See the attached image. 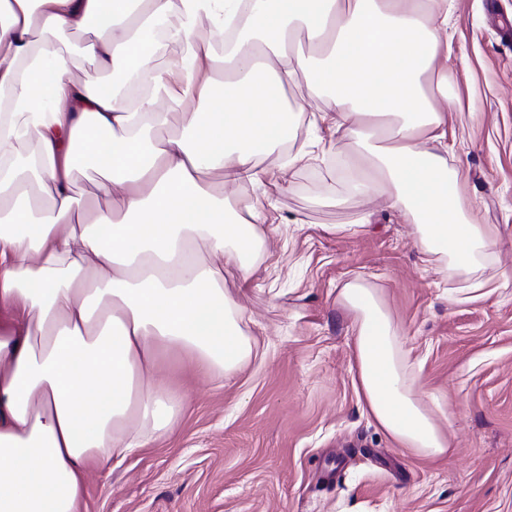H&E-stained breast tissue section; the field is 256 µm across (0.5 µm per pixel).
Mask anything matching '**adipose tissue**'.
I'll list each match as a JSON object with an SVG mask.
<instances>
[{
  "instance_id": "adipose-tissue-1",
  "label": "adipose tissue",
  "mask_w": 512,
  "mask_h": 512,
  "mask_svg": "<svg viewBox=\"0 0 512 512\" xmlns=\"http://www.w3.org/2000/svg\"><path fill=\"white\" fill-rule=\"evenodd\" d=\"M158 21L183 55L119 99L101 76L146 69ZM86 29L97 74L79 80L65 35ZM451 57L448 0H0V512H80L90 473L171 434L182 401L156 376L163 351L220 380L251 358L224 268L258 271L268 215L258 201L231 220L225 204L293 138L298 77L324 103L329 149L348 142L373 170L353 195L384 197L443 277L496 292L477 277L497 262L495 230L462 217L448 158L463 140L436 107ZM89 158L103 208L73 195ZM337 302L368 414L397 447L446 456L442 406L420 397L422 361L378 290L348 282Z\"/></svg>"
}]
</instances>
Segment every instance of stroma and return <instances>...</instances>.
I'll return each instance as SVG.
<instances>
[{
  "label": "stroma",
  "mask_w": 512,
  "mask_h": 512,
  "mask_svg": "<svg viewBox=\"0 0 512 512\" xmlns=\"http://www.w3.org/2000/svg\"><path fill=\"white\" fill-rule=\"evenodd\" d=\"M448 6V128L466 138L455 164L471 217L499 230L500 261L484 272L495 279L512 273V0ZM288 97L306 107L289 145L301 161L234 198L242 214L271 204L253 280L225 275L256 352L224 382L169 353L160 377L183 400L176 430L93 474L82 512H512V286L449 303L413 225L382 197L346 198V157L323 152L314 122L321 102L301 80ZM355 279L380 290L422 358L446 457L396 447L362 408L352 320L336 303Z\"/></svg>",
  "instance_id": "1"
}]
</instances>
